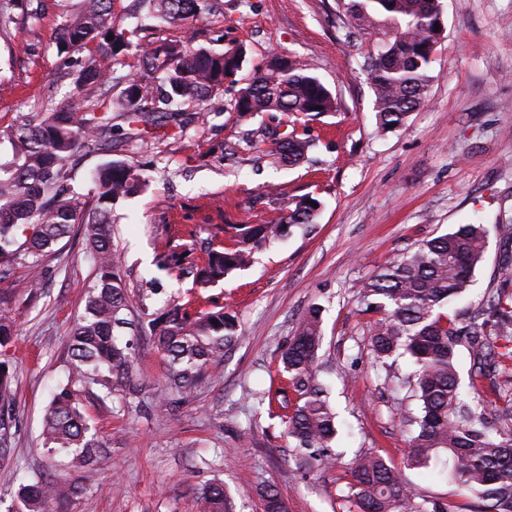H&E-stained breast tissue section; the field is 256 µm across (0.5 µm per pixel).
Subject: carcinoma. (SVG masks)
<instances>
[{"label": "carcinoma", "instance_id": "cac0c4a2", "mask_svg": "<svg viewBox=\"0 0 512 512\" xmlns=\"http://www.w3.org/2000/svg\"><path fill=\"white\" fill-rule=\"evenodd\" d=\"M114 0H78L53 39L65 55L74 92L61 101L47 97L6 132L11 153L0 156V273L23 257L42 285L43 257L82 226L94 258L95 281L83 315L70 337L72 378L52 398L44 415L46 450L70 458L79 479L37 477L20 485L19 512H69L86 480L107 455L90 434L79 392L98 400L129 394L133 389V343L124 337L148 331L167 359L168 388L187 393L199 387L209 366L220 362L224 349L238 338L234 321L224 310L192 312L175 306L145 322L128 318L121 262L112 251V205L135 196L150 183L148 169L111 159L93 175V194L83 199L67 163L112 143V113L125 112L134 122L155 124L157 113L177 112L185 103H206L236 84L246 48L238 43L216 51L190 40L145 50L135 69L125 70L132 32L112 25ZM353 27L363 34L385 37L377 53L365 61L372 91V111L379 132L402 126L424 104L434 80L432 63L443 38L441 0H348ZM218 7V0H132L134 16L143 13L168 25ZM42 0H0V31L7 32L18 16L41 15ZM114 39H108V36ZM90 43L96 53L78 57ZM122 85L118 97L112 89ZM224 107L236 112L246 127L249 147L260 137L271 140L265 154L272 167H296L308 159L315 142L306 130L292 126L280 132L251 128L260 114L281 121L336 112L332 91L302 61L279 52L267 55L264 66L246 79ZM317 198L303 195L288 202L272 224H241L240 240L223 250L210 248L201 266L186 268L194 281L215 283L233 270L251 264L253 248L282 235L294 224L313 223ZM483 225L460 224L448 233L420 243L360 284L359 298L382 318L372 331L370 351L375 363L409 357L414 366L409 386L419 413L407 417L417 425L404 467L427 468L446 454L438 475L457 482L466 505L418 498L402 470L376 454L353 462L348 482L356 512H512V424L491 432L486 423L482 383L507 408H512V252L504 250L498 266L500 283L489 289L475 309L441 312L465 295L483 260ZM322 310L310 306L280 363L288 374V392L279 401L288 436L303 451L309 467L329 464V450L338 434L337 413L324 398L315 367L323 341ZM14 336L6 310L0 311V347ZM472 361L469 390L461 387L458 348ZM16 405L13 373L0 361V461L12 449ZM199 500L203 512H233L220 482L205 485Z\"/></svg>", "mask_w": 512, "mask_h": 512}]
</instances>
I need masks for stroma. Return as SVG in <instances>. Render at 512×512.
<instances>
[{"instance_id":"obj_1","label":"stroma","mask_w":512,"mask_h":512,"mask_svg":"<svg viewBox=\"0 0 512 512\" xmlns=\"http://www.w3.org/2000/svg\"><path fill=\"white\" fill-rule=\"evenodd\" d=\"M77 0H43L39 19L11 25L0 37V130L19 123L45 94L63 99L74 89L51 34ZM129 0H115L113 24L136 29L127 61L160 41L244 44L247 79L268 52L311 63L336 94L338 111L307 120L317 139L316 164L277 169L266 145L239 151L236 115L215 106L184 105L182 128H154L144 141L84 155L74 162L76 184L109 158L151 162L152 182L112 209V248L119 256L133 316L146 318L174 305L224 309L238 339L188 395L166 391L163 354L150 338L136 351L137 391L102 403L84 397L107 463L86 483L71 512H201L197 488L223 481L236 512H265L274 489L286 512H352L345 473L365 452L401 466L409 448L403 416L415 403L402 377L407 359L374 364L375 313L366 311L357 283L424 240L471 221L485 224V260L464 306L480 303L498 282L503 246L496 225L512 219V0H442L445 32L433 64L435 79L424 105L401 128L376 131L372 93L362 71L380 44L358 33L344 0H222L221 13L167 26L131 18ZM322 206L311 224L258 245L249 267L202 287L175 265L158 269L161 239L232 247L238 224H264L277 207L300 195ZM33 287L28 260L0 277L15 335L5 358L16 388V429L8 464L0 465V512H17L20 477L69 476L65 456L44 449L42 418L71 369L72 327L84 312L94 268L80 230H73L43 264ZM324 308L323 342L315 365L339 414L332 468L298 466L295 442L280 419L257 405L282 380L280 353L311 304ZM404 475L413 491L442 503L460 502L457 484L425 469Z\"/></svg>"}]
</instances>
